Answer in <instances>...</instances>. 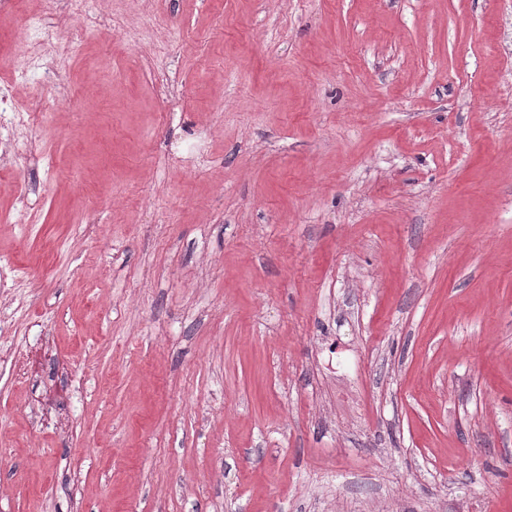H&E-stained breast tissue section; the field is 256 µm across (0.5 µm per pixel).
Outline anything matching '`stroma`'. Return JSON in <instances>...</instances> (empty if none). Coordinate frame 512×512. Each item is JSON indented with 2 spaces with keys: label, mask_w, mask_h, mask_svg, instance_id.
Listing matches in <instances>:
<instances>
[{
  "label": "stroma",
  "mask_w": 512,
  "mask_h": 512,
  "mask_svg": "<svg viewBox=\"0 0 512 512\" xmlns=\"http://www.w3.org/2000/svg\"><path fill=\"white\" fill-rule=\"evenodd\" d=\"M0 131V512H512V0H141Z\"/></svg>",
  "instance_id": "obj_1"
}]
</instances>
